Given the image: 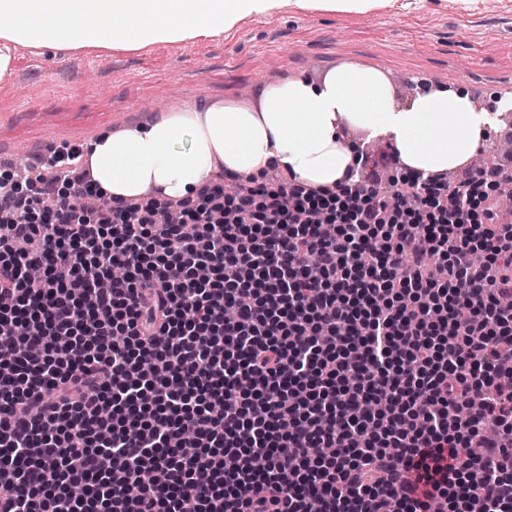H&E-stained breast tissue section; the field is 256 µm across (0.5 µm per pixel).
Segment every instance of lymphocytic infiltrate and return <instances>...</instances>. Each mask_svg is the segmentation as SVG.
I'll return each instance as SVG.
<instances>
[{
  "mask_svg": "<svg viewBox=\"0 0 512 512\" xmlns=\"http://www.w3.org/2000/svg\"><path fill=\"white\" fill-rule=\"evenodd\" d=\"M43 162L0 191V512H512V224L475 209L511 175L397 197L360 152L161 224Z\"/></svg>",
  "mask_w": 512,
  "mask_h": 512,
  "instance_id": "f902f5d3",
  "label": "lymphocytic infiltrate"
}]
</instances>
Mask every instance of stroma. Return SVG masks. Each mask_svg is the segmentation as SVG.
I'll use <instances>...</instances> for the list:
<instances>
[{"label": "stroma", "mask_w": 512, "mask_h": 512, "mask_svg": "<svg viewBox=\"0 0 512 512\" xmlns=\"http://www.w3.org/2000/svg\"><path fill=\"white\" fill-rule=\"evenodd\" d=\"M343 62L381 69L398 106L410 86L461 88L478 105L512 100V0L461 12L425 0L411 12H288L247 20L218 42L170 43L140 54L33 57L19 49L0 85V171L35 167L49 149H82L158 113L211 106L258 108L269 85L321 81Z\"/></svg>", "instance_id": "obj_1"}]
</instances>
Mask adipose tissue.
Returning a JSON list of instances; mask_svg holds the SVG:
<instances>
[{"instance_id":"ef3b65f1","label":"adipose tissue","mask_w":512,"mask_h":512,"mask_svg":"<svg viewBox=\"0 0 512 512\" xmlns=\"http://www.w3.org/2000/svg\"><path fill=\"white\" fill-rule=\"evenodd\" d=\"M423 0H0V83L14 71L17 47L57 52H140L219 39L244 20L284 11L367 14L421 8ZM368 138L389 139L401 164L431 176L469 163L490 112L460 92L417 94L397 106L376 69L342 64L318 84L295 79L263 90L259 111L211 107L160 114L153 122L106 133L85 152L93 179L109 200L148 190L170 197L196 192L216 167L259 175L269 160L312 186L343 183L354 154L341 124Z\"/></svg>"}]
</instances>
